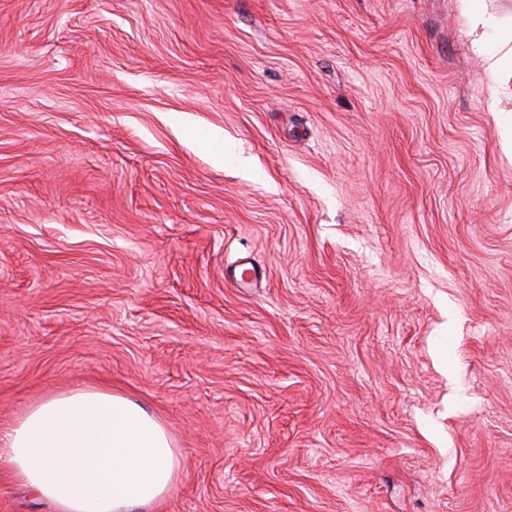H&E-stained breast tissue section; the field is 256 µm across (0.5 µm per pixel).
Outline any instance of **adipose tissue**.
<instances>
[{"label":"adipose tissue","mask_w":512,"mask_h":512,"mask_svg":"<svg viewBox=\"0 0 512 512\" xmlns=\"http://www.w3.org/2000/svg\"><path fill=\"white\" fill-rule=\"evenodd\" d=\"M489 111L512 99V32L487 54ZM0 462L57 512H145L169 492L173 439L120 394L79 390L47 398L0 430Z\"/></svg>","instance_id":"1"}]
</instances>
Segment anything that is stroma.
Wrapping results in <instances>:
<instances>
[{
	"label": "stroma",
	"instance_id": "obj_1",
	"mask_svg": "<svg viewBox=\"0 0 512 512\" xmlns=\"http://www.w3.org/2000/svg\"><path fill=\"white\" fill-rule=\"evenodd\" d=\"M465 30L0 0V429L134 400L180 459L150 512H512V100ZM0 512L54 508L1 463Z\"/></svg>",
	"mask_w": 512,
	"mask_h": 512
}]
</instances>
